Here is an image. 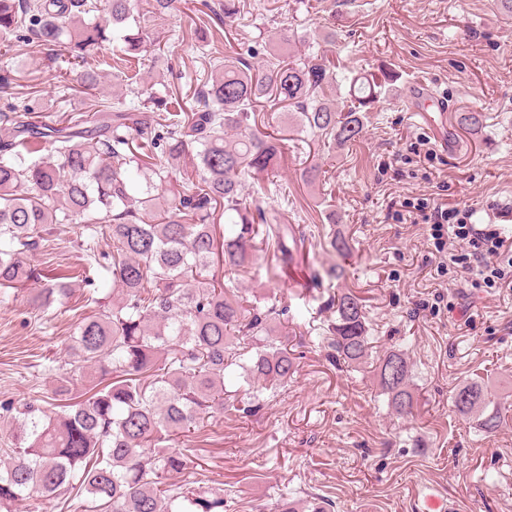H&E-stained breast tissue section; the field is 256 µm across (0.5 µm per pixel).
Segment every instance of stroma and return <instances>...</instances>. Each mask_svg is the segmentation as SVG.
I'll return each mask as SVG.
<instances>
[{
  "label": "stroma",
  "mask_w": 512,
  "mask_h": 512,
  "mask_svg": "<svg viewBox=\"0 0 512 512\" xmlns=\"http://www.w3.org/2000/svg\"><path fill=\"white\" fill-rule=\"evenodd\" d=\"M241 4L222 40L224 54L253 49L266 60L271 36L290 29V58L315 52L335 62L326 96L339 105L348 103L357 72L384 67L395 78L367 110L358 141H286L269 173L275 188L261 205L302 240L293 267L320 279L303 290L290 287L280 260L260 252L244 293L276 306L297 373L257 415L218 412L178 436L192 460L189 476L201 487L223 488L224 512H274L280 498L312 494L333 501L335 512H441L446 502L454 512H512V290L486 288L477 276L437 287L426 225L395 219L405 202L430 195L472 206L478 224L512 207V19L499 15L495 0ZM198 5L179 0L162 25L144 28L149 71L137 81L143 96L189 94L203 73L201 41L190 25ZM11 55L25 76L0 89V99L30 96L47 123L87 111L86 96L59 99L61 61L20 40ZM418 76L433 80L452 112L485 115L477 131L457 128L462 151L438 152L428 178L410 150L430 136L407 112ZM310 164L325 171V184L304 182ZM332 235L348 241L346 254L330 250ZM44 237L33 262L70 268L85 289L111 293L110 274L87 264L75 232L51 224ZM335 265L343 266L344 280L326 277ZM340 287L366 307L373 356L409 355L412 417L391 413L371 363L329 361L324 331L335 315L324 303ZM85 312L77 297L36 309L27 291L0 293V403L50 396ZM477 376L508 408L490 435L452 403L454 387Z\"/></svg>",
  "instance_id": "35a3bbf8"
}]
</instances>
